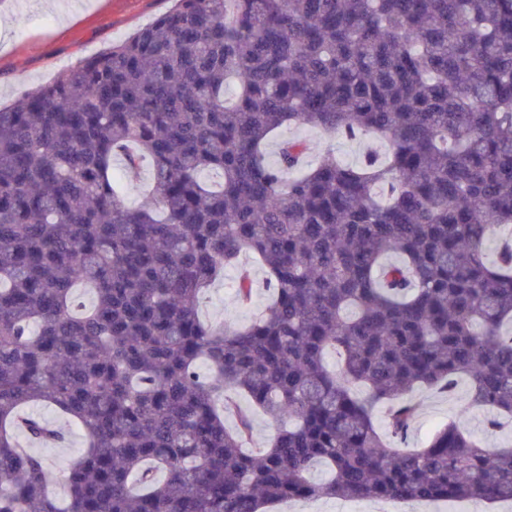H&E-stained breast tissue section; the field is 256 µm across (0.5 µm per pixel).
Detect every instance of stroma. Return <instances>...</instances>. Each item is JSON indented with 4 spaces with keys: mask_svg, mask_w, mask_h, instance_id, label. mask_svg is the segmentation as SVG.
<instances>
[{
    "mask_svg": "<svg viewBox=\"0 0 512 512\" xmlns=\"http://www.w3.org/2000/svg\"><path fill=\"white\" fill-rule=\"evenodd\" d=\"M172 5L173 0H0V20L8 22L0 35V105H12L30 89L50 83L60 71L131 37ZM293 137L309 142L307 159L311 162L326 151L348 164L361 162L370 151L380 156L387 152L386 145L368 137L331 140L319 129L293 125L282 127L269 139V158H276L281 141ZM240 262L251 270L257 283L251 303L238 302L233 290L238 270L226 268L223 279L200 300L204 320L246 326L267 307L269 293L263 285V267L248 253ZM468 395L469 382L464 378L449 397L425 388L417 390L413 398L419 410L407 447L422 446L435 426L450 420L489 448L512 443L510 431L488 432L485 414L468 408ZM33 412L65 434L60 444L34 448L53 472H60L66 462L82 453L83 439L53 405H36Z\"/></svg>",
    "mask_w": 512,
    "mask_h": 512,
    "instance_id": "obj_1",
    "label": "stroma"
}]
</instances>
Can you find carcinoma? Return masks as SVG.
I'll use <instances>...</instances> for the list:
<instances>
[{"mask_svg":"<svg viewBox=\"0 0 512 512\" xmlns=\"http://www.w3.org/2000/svg\"><path fill=\"white\" fill-rule=\"evenodd\" d=\"M286 125L389 153L304 166L310 145L290 139L271 162ZM118 159L131 176L150 164L145 204L121 199ZM498 230L512 236V0H175L0 107V512L512 501L511 447L454 422L399 447L412 394L461 375L490 429L512 418ZM246 253L269 308L244 328L203 320V290ZM254 292L240 268L239 301ZM239 393L280 424L249 454ZM37 402L84 430L64 499L18 442L63 439Z\"/></svg>","mask_w":512,"mask_h":512,"instance_id":"1","label":"carcinoma"}]
</instances>
